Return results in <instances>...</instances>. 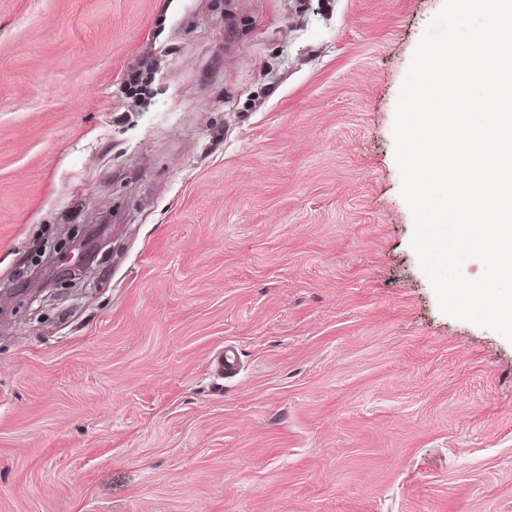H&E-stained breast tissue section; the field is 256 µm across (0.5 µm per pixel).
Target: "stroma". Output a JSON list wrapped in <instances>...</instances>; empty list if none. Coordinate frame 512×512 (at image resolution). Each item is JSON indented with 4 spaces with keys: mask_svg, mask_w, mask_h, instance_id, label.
Returning <instances> with one entry per match:
<instances>
[{
    "mask_svg": "<svg viewBox=\"0 0 512 512\" xmlns=\"http://www.w3.org/2000/svg\"><path fill=\"white\" fill-rule=\"evenodd\" d=\"M443 3L0 0V512H512V342L394 156ZM95 222L87 288L9 296ZM212 371L224 378L233 377L238 369L236 353L229 348L219 351L211 360Z\"/></svg>",
    "mask_w": 512,
    "mask_h": 512,
    "instance_id": "35a3bbf8",
    "label": "stroma"
}]
</instances>
